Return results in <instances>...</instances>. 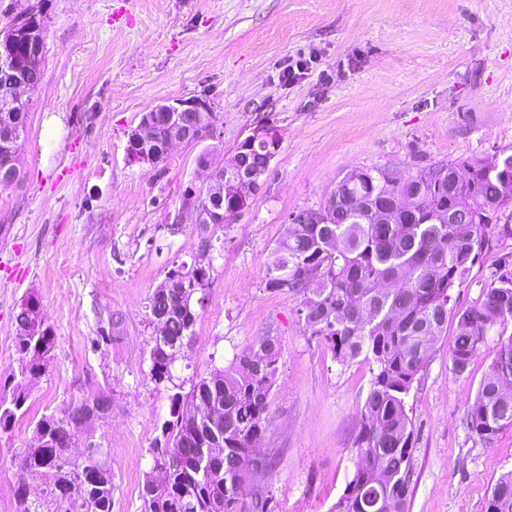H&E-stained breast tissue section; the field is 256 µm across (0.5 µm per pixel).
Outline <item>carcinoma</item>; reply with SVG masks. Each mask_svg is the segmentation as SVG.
<instances>
[{
    "label": "carcinoma",
    "mask_w": 512,
    "mask_h": 512,
    "mask_svg": "<svg viewBox=\"0 0 512 512\" xmlns=\"http://www.w3.org/2000/svg\"><path fill=\"white\" fill-rule=\"evenodd\" d=\"M22 77L39 85L45 45L20 39ZM30 100H23L9 122L0 120V149L5 140L18 149L27 133ZM267 155L256 144L238 146L215 169L246 170L262 166ZM498 159L478 157L434 166L403 180L382 168L353 170L336 185L316 211L312 224H294L280 240L267 266L266 287L300 295L298 320L342 365L360 360L371 380L360 409L356 453L360 465L348 482L335 512H408L412 489L415 429L407 399L430 357L434 342L448 328L449 291L476 262L483 233L512 207L494 167ZM237 218L233 199L209 204ZM212 265L201 269L181 263L168 271L172 287L157 286L148 297L146 318L162 320L169 342H154L150 375L156 385L171 386L169 419L161 426L151 454L154 462L172 445L191 441L197 447L216 442L223 454L210 468L198 469L190 454L157 482L148 475L141 488L144 512H274V498L258 478L271 474L272 458L254 444L266 431L270 396L282 354L275 336H261L234 355L227 368H215L191 384L187 393L175 383L174 364L193 336L197 282L211 279ZM45 320L41 305L29 298L14 315L21 330L33 316ZM456 334L449 357L452 370L463 372L479 353L487 333L512 321V279L486 289L479 302L454 314ZM55 336L42 325L31 348L16 344L25 362L13 379L10 398H0V430H8L26 413L29 386L46 370ZM224 407V427L210 421ZM81 406L67 405L44 414L35 429L47 435L39 448L19 456L30 474L58 472L51 488L57 502L71 492L85 512H112V476L93 474L89 457L74 463L66 456L77 432ZM471 430L491 440L512 428V337L500 343L469 413ZM486 512H512V470L494 484Z\"/></svg>",
    "instance_id": "obj_1"
}]
</instances>
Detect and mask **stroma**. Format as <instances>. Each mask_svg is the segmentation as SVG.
Here are the masks:
<instances>
[{
  "instance_id": "1",
  "label": "stroma",
  "mask_w": 512,
  "mask_h": 512,
  "mask_svg": "<svg viewBox=\"0 0 512 512\" xmlns=\"http://www.w3.org/2000/svg\"><path fill=\"white\" fill-rule=\"evenodd\" d=\"M30 6L45 15L43 78L33 92L21 172L0 190V389L21 363L13 314L36 298L55 346L30 387L28 412L0 432V512H20L29 483L42 512L50 477L16 464L44 414L105 395L108 419L88 430L108 452L112 512H142L150 448L169 393L150 376L145 304L174 264L197 252L186 188L205 186L207 146L229 157L273 124L280 147L235 223L216 228L191 345L175 363L190 387L257 336H278L261 453L272 457L275 512H334L359 463L355 439L367 364H339L299 322V296L266 286L287 217L324 203L351 170L406 178L472 155L512 153V0H0V25ZM305 73L286 82L289 64ZM203 97L213 143H178L151 169L125 160L151 107ZM488 226L476 263L448 307L475 305L512 273V238ZM110 343L93 346L100 329ZM492 330L454 373V330L438 339L408 399L415 425L410 512H485L512 470V429L486 441L467 415L503 337Z\"/></svg>"
}]
</instances>
